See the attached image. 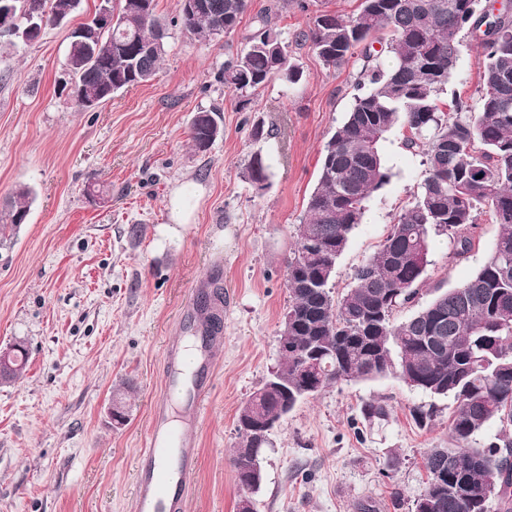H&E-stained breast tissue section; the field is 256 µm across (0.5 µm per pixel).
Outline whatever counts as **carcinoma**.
I'll return each instance as SVG.
<instances>
[{
	"mask_svg": "<svg viewBox=\"0 0 512 512\" xmlns=\"http://www.w3.org/2000/svg\"><path fill=\"white\" fill-rule=\"evenodd\" d=\"M43 5L44 25L66 19L79 0H33ZM190 11L179 0L178 21L201 42L234 33L251 0H197ZM108 54L73 36L65 64L86 92L106 102L131 86L151 81L166 55L167 27L156 0H118ZM245 47L224 61V87L246 97L274 79L296 83L300 68L289 44L271 26L269 10L254 16ZM488 27L480 103L459 100L440 108L439 95L455 75L461 32ZM386 34L394 59L386 70L373 47ZM295 41L310 44L328 67L358 64L353 102L320 152L318 182L305 216L295 227L286 266L289 301L279 339L275 374L239 411V445L232 466L239 485H250L254 460L269 444V421L281 419L309 397L341 382L393 377L438 398H452L449 419L454 448H432L424 457L427 481L412 512H512V14H486L479 0H360L344 19L316 10ZM409 131L404 146L423 157L424 179L409 205L390 225L379 249L350 275V286L333 296L327 253L339 257L361 223L369 196L391 173L380 142L392 130ZM220 110L195 114L190 141L207 151L221 136ZM243 177L262 189L269 180L255 154ZM490 212L499 225L493 251L464 283L436 291L429 304L404 322L395 311L413 301L429 263L432 235H446L452 256L472 249L471 229ZM29 213V191L19 189L0 209V244L10 240ZM205 331L223 322L222 293L201 299ZM369 423L387 420V406H361ZM502 438L484 448L469 439L487 423Z\"/></svg>",
	"mask_w": 512,
	"mask_h": 512,
	"instance_id": "1",
	"label": "carcinoma"
}]
</instances>
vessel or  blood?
<instances>
[{
  "mask_svg": "<svg viewBox=\"0 0 512 512\" xmlns=\"http://www.w3.org/2000/svg\"><path fill=\"white\" fill-rule=\"evenodd\" d=\"M214 370L212 346L201 337H187L185 343H172L165 351L164 385L137 462L134 512H184L198 450L171 427L168 410L172 402L183 401L202 413Z\"/></svg>",
  "mask_w": 512,
  "mask_h": 512,
  "instance_id": "obj_1",
  "label": "vessel or blood"
}]
</instances>
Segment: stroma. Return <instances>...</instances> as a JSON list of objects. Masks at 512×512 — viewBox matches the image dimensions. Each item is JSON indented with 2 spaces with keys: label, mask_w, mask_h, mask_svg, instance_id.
<instances>
[{
  "label": "stroma",
  "mask_w": 512,
  "mask_h": 512,
  "mask_svg": "<svg viewBox=\"0 0 512 512\" xmlns=\"http://www.w3.org/2000/svg\"><path fill=\"white\" fill-rule=\"evenodd\" d=\"M275 2L252 0L238 30L210 42L171 25L154 79L89 111L61 94L57 80L70 29L99 0H82L38 42L0 45V204L20 186L32 191L26 223L0 246V349H28L22 374L0 384V512H132L164 350L191 323L183 315L188 301L217 284L223 341L205 410L188 432L199 460L186 512H236L237 412L279 363L294 229L316 185L320 151L352 104L356 74L353 64L335 69L310 46L294 45L311 15ZM266 8L292 41L303 78L273 80L244 104L219 72L253 32V13ZM483 60L478 37L466 34L443 102L458 97L477 106ZM212 107L224 133L201 153L189 126ZM258 123L267 136L256 141L250 132ZM381 151L393 177L367 200L338 261L337 295L424 178L422 158L404 149L402 130L388 133ZM256 152L270 166L261 190L242 178ZM91 184L106 199L90 198ZM498 233L482 214L461 259L451 258L446 236L434 237L424 283L396 322L425 306L435 288L470 278ZM126 381L128 420L118 427L109 408L114 387ZM372 400L390 408L387 423L363 420L360 407ZM429 405L433 421L417 426L411 409ZM453 407L392 377L327 388L271 434L263 482L252 494L256 512H355L365 501L377 512H411L426 481L424 453L455 445Z\"/></svg>",
  "instance_id": "stroma-1"
}]
</instances>
